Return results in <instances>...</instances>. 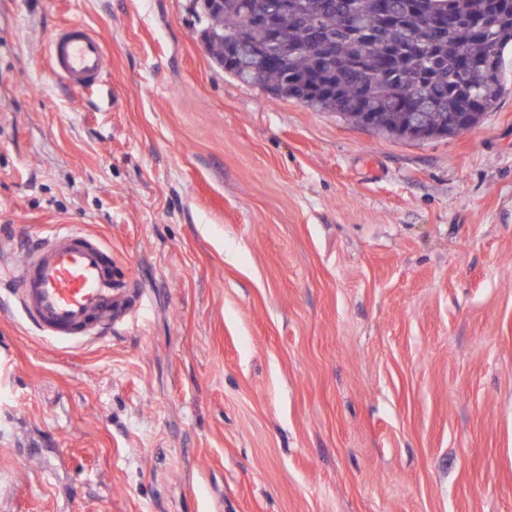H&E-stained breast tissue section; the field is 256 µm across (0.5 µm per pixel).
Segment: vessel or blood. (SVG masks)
Returning a JSON list of instances; mask_svg holds the SVG:
<instances>
[{
    "label": "vessel or blood",
    "mask_w": 512,
    "mask_h": 512,
    "mask_svg": "<svg viewBox=\"0 0 512 512\" xmlns=\"http://www.w3.org/2000/svg\"><path fill=\"white\" fill-rule=\"evenodd\" d=\"M56 78L72 87L100 82L109 60L92 30L60 29L48 46ZM0 278L19 284L20 311L42 336L80 343L101 340L112 325L142 310L143 299L112 276V256L93 236L71 226H53L22 265L0 268Z\"/></svg>",
    "instance_id": "obj_1"
}]
</instances>
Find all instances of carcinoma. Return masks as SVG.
<instances>
[{
    "instance_id": "1",
    "label": "carcinoma",
    "mask_w": 512,
    "mask_h": 512,
    "mask_svg": "<svg viewBox=\"0 0 512 512\" xmlns=\"http://www.w3.org/2000/svg\"><path fill=\"white\" fill-rule=\"evenodd\" d=\"M196 4L208 53L239 83L384 136L463 134L505 93L512 0H268L269 22L255 26L253 0ZM450 12L463 19L451 33L425 21ZM489 12L490 24L479 25ZM347 15L355 26H346ZM319 34L331 40V53L309 51ZM257 47L269 54L262 63Z\"/></svg>"
}]
</instances>
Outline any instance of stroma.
<instances>
[{"label":"stroma","mask_w":512,"mask_h":512,"mask_svg":"<svg viewBox=\"0 0 512 512\" xmlns=\"http://www.w3.org/2000/svg\"><path fill=\"white\" fill-rule=\"evenodd\" d=\"M68 23L111 59L48 68ZM194 0H0V260L50 226L149 302L38 337L0 283V512H512V50L468 132L224 73ZM48 57L55 77L72 87L97 84L109 65L102 41L82 24L60 29L50 40Z\"/></svg>","instance_id":"1"}]
</instances>
